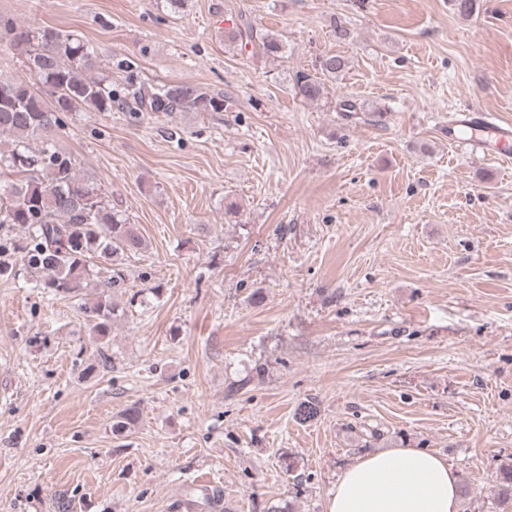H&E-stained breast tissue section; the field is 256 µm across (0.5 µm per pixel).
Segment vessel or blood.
Masks as SVG:
<instances>
[{"mask_svg": "<svg viewBox=\"0 0 512 512\" xmlns=\"http://www.w3.org/2000/svg\"><path fill=\"white\" fill-rule=\"evenodd\" d=\"M448 141L461 150L502 160L512 155V123L464 108L448 119Z\"/></svg>", "mask_w": 512, "mask_h": 512, "instance_id": "obj_1", "label": "vessel or blood"}]
</instances>
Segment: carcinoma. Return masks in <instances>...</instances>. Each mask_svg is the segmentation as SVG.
I'll list each match as a JSON object with an SVG mask.
<instances>
[{"label": "carcinoma", "mask_w": 512, "mask_h": 512, "mask_svg": "<svg viewBox=\"0 0 512 512\" xmlns=\"http://www.w3.org/2000/svg\"><path fill=\"white\" fill-rule=\"evenodd\" d=\"M227 39L251 46V54L274 57L283 44L244 20ZM20 51L28 79L0 80V170L13 179L0 181V229L11 224L24 237L0 240V279L15 275L16 264L36 277L35 287L54 297L89 292L83 305L89 331L100 343L111 335L119 306L112 294L125 284V260L147 249L137 225L112 206L102 183L77 169L73 156L58 147V133L73 112H110L116 108L140 119L148 113L171 117L222 112L230 103L186 84L148 87L126 65L124 82L98 74L95 49L78 35L55 27L17 29L0 19V43ZM348 67L340 54L323 56L321 76L336 77ZM321 76L295 75L298 94L318 101L326 95ZM140 412L131 406L112 421L120 434L135 428ZM501 512L512 509V464L496 484Z\"/></svg>", "instance_id": "carcinoma-1"}]
</instances>
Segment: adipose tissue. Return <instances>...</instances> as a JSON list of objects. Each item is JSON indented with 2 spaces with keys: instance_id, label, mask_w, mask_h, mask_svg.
<instances>
[{
  "instance_id": "ef3b65f1",
  "label": "adipose tissue",
  "mask_w": 512,
  "mask_h": 512,
  "mask_svg": "<svg viewBox=\"0 0 512 512\" xmlns=\"http://www.w3.org/2000/svg\"><path fill=\"white\" fill-rule=\"evenodd\" d=\"M458 477L441 456L391 448L361 457L338 476L327 512H459Z\"/></svg>"
}]
</instances>
